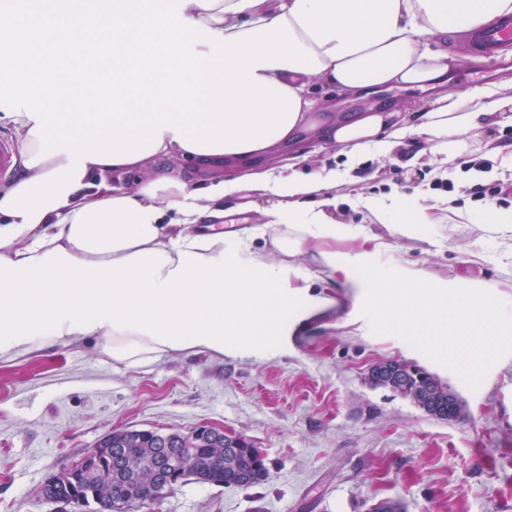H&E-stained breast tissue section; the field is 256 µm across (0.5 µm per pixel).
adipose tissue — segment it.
Returning a JSON list of instances; mask_svg holds the SVG:
<instances>
[{"mask_svg": "<svg viewBox=\"0 0 512 512\" xmlns=\"http://www.w3.org/2000/svg\"><path fill=\"white\" fill-rule=\"evenodd\" d=\"M510 15L512 0H18L0 17L19 162L0 187V362L90 339L128 366L247 345L286 305L287 270L247 238L227 259L199 223L270 192L275 245L296 252L342 228L336 177L306 171L302 136L352 157L414 136L451 161L512 125V78L453 88L447 49ZM391 89L425 99L376 102Z\"/></svg>", "mask_w": 512, "mask_h": 512, "instance_id": "1", "label": "adipose tissue"}]
</instances>
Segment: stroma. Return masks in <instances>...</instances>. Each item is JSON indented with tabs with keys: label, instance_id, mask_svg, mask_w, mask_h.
<instances>
[{
	"label": "stroma",
	"instance_id": "obj_1",
	"mask_svg": "<svg viewBox=\"0 0 512 512\" xmlns=\"http://www.w3.org/2000/svg\"><path fill=\"white\" fill-rule=\"evenodd\" d=\"M421 144L403 140L391 155L343 153L312 142L308 167L336 173V218L348 234L284 255L277 228L255 251L288 268L296 287L281 312L288 333L221 357H165L139 367L112 362L91 343L44 348L0 362V512H56L41 485L108 432L187 433L212 425L243 436L265 456L264 480L224 488L192 480L130 512H369L382 500L403 512H512V355L470 390L451 370L403 340L376 335L362 314L357 272L321 279L316 248L348 264L376 261L440 286L485 288L512 305V167L493 155L512 148V125L472 138L468 159L410 161ZM494 187L475 200L474 184ZM272 194L224 201V248L234 256L243 230L262 221ZM443 223L416 224L419 206ZM398 360L435 377L457 396L454 421L371 385V368Z\"/></svg>",
	"mask_w": 512,
	"mask_h": 512
}]
</instances>
